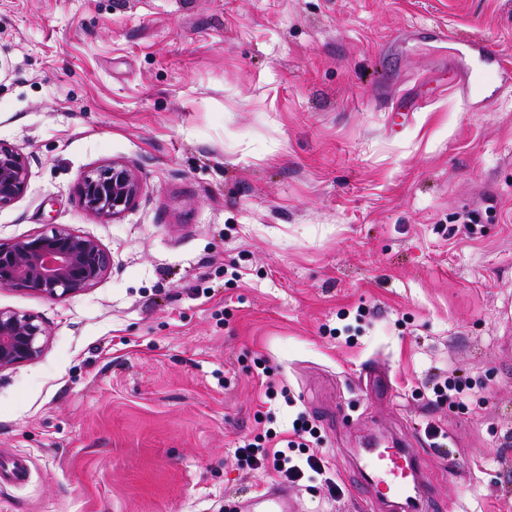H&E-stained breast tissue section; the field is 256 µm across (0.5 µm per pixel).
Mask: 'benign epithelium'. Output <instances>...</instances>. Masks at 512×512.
I'll return each instance as SVG.
<instances>
[{
    "label": "benign epithelium",
    "mask_w": 512,
    "mask_h": 512,
    "mask_svg": "<svg viewBox=\"0 0 512 512\" xmlns=\"http://www.w3.org/2000/svg\"><path fill=\"white\" fill-rule=\"evenodd\" d=\"M31 177L28 156L0 141V208L20 199ZM135 170L114 162L87 172L77 186L80 204L102 220L130 210L141 195ZM112 269V254L93 236L66 225L49 234L0 241V288L47 298L73 297L98 284ZM49 332L36 317L0 308V372L40 358Z\"/></svg>",
    "instance_id": "7a95c632"
}]
</instances>
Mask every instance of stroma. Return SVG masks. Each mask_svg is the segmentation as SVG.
Masks as SVG:
<instances>
[{
  "mask_svg": "<svg viewBox=\"0 0 512 512\" xmlns=\"http://www.w3.org/2000/svg\"><path fill=\"white\" fill-rule=\"evenodd\" d=\"M470 35L512 56V0H0L31 163L0 240L113 259L79 296L0 288L49 331L0 372V470L31 459L0 512H243L278 476L235 448L300 411L342 492L301 480L297 512H400L355 467L387 442L436 512H512V71L461 98ZM115 161L143 191L104 222L77 186Z\"/></svg>",
  "mask_w": 512,
  "mask_h": 512,
  "instance_id": "35a3bbf8",
  "label": "stroma"
}]
</instances>
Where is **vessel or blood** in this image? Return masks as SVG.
I'll return each instance as SVG.
<instances>
[{
  "instance_id": "b4317fda",
  "label": "vessel or blood",
  "mask_w": 512,
  "mask_h": 512,
  "mask_svg": "<svg viewBox=\"0 0 512 512\" xmlns=\"http://www.w3.org/2000/svg\"><path fill=\"white\" fill-rule=\"evenodd\" d=\"M480 60L485 76L496 78L512 66L492 43L475 39L471 42ZM364 482L373 496L396 500L401 512H422L423 496L420 488L423 475L416 461L404 449L386 446L369 449L361 466ZM247 512H292L288 488L272 484L246 499Z\"/></svg>"
}]
</instances>
